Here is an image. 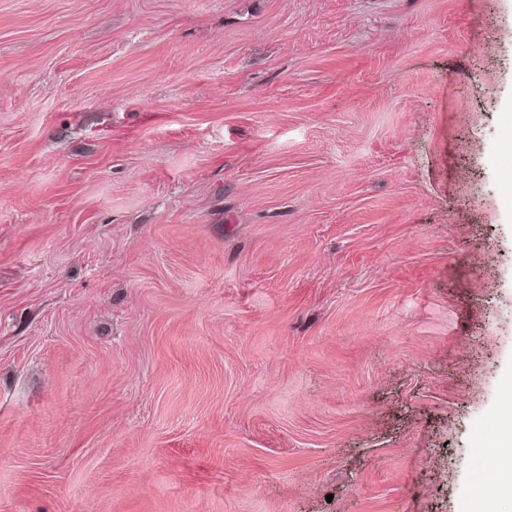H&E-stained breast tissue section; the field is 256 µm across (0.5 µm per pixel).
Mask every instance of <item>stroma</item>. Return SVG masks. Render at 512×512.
I'll list each match as a JSON object with an SVG mask.
<instances>
[{
	"instance_id": "1",
	"label": "stroma",
	"mask_w": 512,
	"mask_h": 512,
	"mask_svg": "<svg viewBox=\"0 0 512 512\" xmlns=\"http://www.w3.org/2000/svg\"><path fill=\"white\" fill-rule=\"evenodd\" d=\"M510 113L512 0H0V512H460Z\"/></svg>"
}]
</instances>
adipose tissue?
<instances>
[{"label": "adipose tissue", "instance_id": "ef3b65f1", "mask_svg": "<svg viewBox=\"0 0 512 512\" xmlns=\"http://www.w3.org/2000/svg\"><path fill=\"white\" fill-rule=\"evenodd\" d=\"M490 426L495 452L483 459L482 467L492 472L494 480L466 512H500L501 499L512 498V376L504 383L502 408Z\"/></svg>", "mask_w": 512, "mask_h": 512}]
</instances>
